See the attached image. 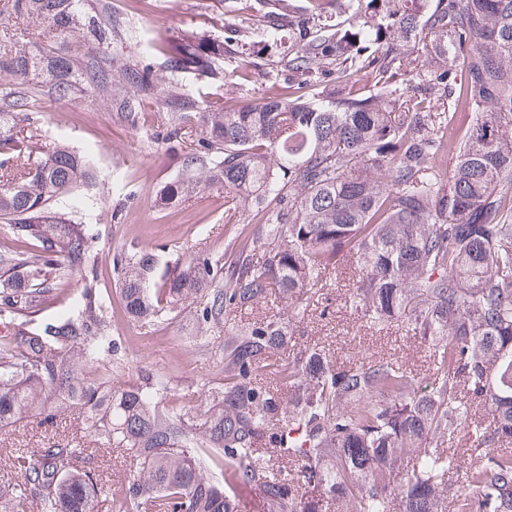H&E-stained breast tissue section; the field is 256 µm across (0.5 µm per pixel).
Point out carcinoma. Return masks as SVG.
I'll list each match as a JSON object with an SVG mask.
<instances>
[{"mask_svg":"<svg viewBox=\"0 0 512 512\" xmlns=\"http://www.w3.org/2000/svg\"><path fill=\"white\" fill-rule=\"evenodd\" d=\"M86 5L0 0V432L66 411L91 437L11 451L21 480L0 485V506L94 512L104 496L113 512H241L255 492L264 512H512V0H306L288 17V70L307 79L321 62L331 82L232 111L177 87L164 99L136 64L112 69L109 5ZM154 49L174 75L222 79V42ZM86 90L132 127L165 101L161 141L184 174L162 203L218 184L260 215L227 255L112 254L138 329L187 310L199 344L224 337L203 410L174 400L165 374L117 381L108 360L129 337L99 290L109 229L80 197L95 175L30 116L42 96ZM340 269L369 330L427 346L428 379L385 354L339 364L310 341L277 376L284 399L260 372L326 313ZM64 286L73 300L41 324ZM272 296L286 315L236 322ZM92 443L137 475L118 487L82 470Z\"/></svg>","mask_w":512,"mask_h":512,"instance_id":"1","label":"carcinoma"}]
</instances>
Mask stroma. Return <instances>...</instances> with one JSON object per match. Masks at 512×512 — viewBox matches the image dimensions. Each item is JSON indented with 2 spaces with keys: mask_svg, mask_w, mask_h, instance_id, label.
<instances>
[{
  "mask_svg": "<svg viewBox=\"0 0 512 512\" xmlns=\"http://www.w3.org/2000/svg\"><path fill=\"white\" fill-rule=\"evenodd\" d=\"M108 2L118 31L112 42L115 62L139 64L147 68L150 78L166 81L171 77L162 67V57L152 49V42L203 36L226 44L223 85L191 75L176 79L179 87L202 106L231 107L287 93L292 79L286 66L288 44L267 38V15L273 12L287 16L302 7L304 0H269L264 10L251 9L248 0ZM246 58L254 60L256 66L243 79L239 71ZM32 117L50 140L82 152L95 173L84 195L94 204L93 221L112 228L99 251L101 287L109 297L113 324L133 338L134 366L121 370L119 381L135 380L142 368L163 372L172 379L175 398L205 405L203 385L217 379L219 371L210 348L195 342L191 316L184 313L156 324L148 333H138L127 323L113 286L112 251L117 245L142 239L163 261L183 245L221 253L237 243L240 232H255L257 216L251 210L225 204V192L219 186L187 193L172 205L160 204L161 187L181 172L180 157L167 151L156 138L167 123L166 107H154L152 125L136 129L120 122L110 104L95 95L69 102L43 98ZM349 288L348 278L337 277L330 315L312 319L305 337L328 344L340 361L366 362L385 353L425 372L429 365L427 349L401 331L384 337L368 330L361 314L344 305ZM302 338L289 340L278 356L279 364L288 363Z\"/></svg>",
  "mask_w": 512,
  "mask_h": 512,
  "instance_id": "1",
  "label": "stroma"
}]
</instances>
